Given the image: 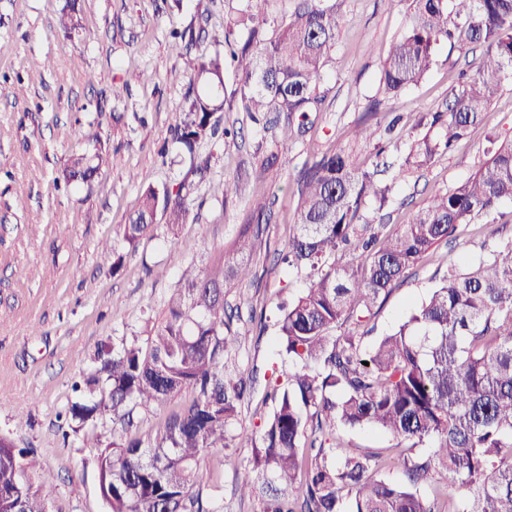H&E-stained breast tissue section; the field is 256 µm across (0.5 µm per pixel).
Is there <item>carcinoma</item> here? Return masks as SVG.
I'll return each instance as SVG.
<instances>
[{
	"instance_id": "carcinoma-1",
	"label": "carcinoma",
	"mask_w": 512,
	"mask_h": 512,
	"mask_svg": "<svg viewBox=\"0 0 512 512\" xmlns=\"http://www.w3.org/2000/svg\"><path fill=\"white\" fill-rule=\"evenodd\" d=\"M81 13L79 0H66L58 19L65 39L79 34ZM240 24L248 30L241 46L226 35L229 54L201 58L205 87L188 95L174 129L173 141L192 158L201 142L231 135L219 131L214 117L228 58L239 72L235 94L242 111L297 117L281 126L286 140L305 132L309 113L325 100L319 81L336 42V0H299L271 36L257 0H241ZM441 44L482 52L473 73H459L446 110L416 119L427 132L400 161L395 179L451 153L512 81V0H411L406 28L382 63L378 97L356 124L357 139L374 147L377 161L357 167L352 150L341 147L299 174L298 227L283 262L306 272V286L279 324L280 346L293 368L271 376L265 390L274 410L252 461L265 491L262 512H440L420 492L439 472L448 512H512V246L475 266L448 270L370 349H361L358 336L380 299L434 246L448 242L457 225L512 200V143L490 136V158L434 196L410 223L387 232L362 214L367 204L380 212L391 201L392 185L378 178V168L383 134L399 117L380 128L381 105L421 83ZM105 164L99 150L74 153L63 181L87 184ZM188 196L182 183L147 187L123 227L124 241L136 247L159 210L170 228L185 223ZM246 233L212 266L184 272L145 345L103 350L94 371L75 385L81 398L71 404L69 421L85 426L109 414L116 424L112 443L97 457L108 512H212L203 491L213 477L200 462L232 447L228 429L251 389L243 373L224 370L237 342L224 320V285L252 277L255 242ZM184 391L192 392L191 401L167 416L155 445L122 441L117 427L133 425L134 413ZM366 426L409 446L383 455L336 438L340 428ZM420 447L428 452H416ZM390 469L402 470L406 481L387 479L383 472ZM0 490L8 493L0 512H48L55 479L1 435Z\"/></svg>"
}]
</instances>
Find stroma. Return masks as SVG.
<instances>
[{"label":"stroma","instance_id":"obj_1","mask_svg":"<svg viewBox=\"0 0 512 512\" xmlns=\"http://www.w3.org/2000/svg\"><path fill=\"white\" fill-rule=\"evenodd\" d=\"M64 0H0V434L29 449L54 474L49 512H107L97 478V447L112 440V419L100 417L93 433L73 431L65 413L76 395L74 381L88 375L97 351L121 341L145 344L183 269H202L228 250L253 213L252 174L277 154L267 172L269 205L259 221L261 246L254 276L225 289L230 329L239 342L225 360L227 371L270 376L279 363L277 322L283 303L305 286V275L278 262L297 223L299 173L315 157L353 137L391 42L407 21V0H337L336 45L323 69L322 111L312 113L306 134L281 144L278 130L240 110L238 80L225 67L221 124L229 140L200 144L207 170L199 175L171 145L200 57L223 49L239 0H82L85 32L69 41L57 33ZM192 34L183 55L171 50L172 29ZM427 78L406 91L394 108L401 120L388 137L387 160L404 157L421 136L414 118L444 110L458 68L472 56L439 46ZM512 141V83H505L484 122L455 150L393 185L388 226L405 224L438 193L472 175L487 159L488 134ZM102 149L108 158L89 186L60 189L69 156ZM235 181L223 197L217 185ZM185 183L189 217L177 231L157 218L136 250L122 228L144 188ZM110 241L124 259L112 270L103 253ZM512 244V202L490 215L458 225L449 242L433 248L395 286L371 319L361 341L369 349L425 300L454 265H474ZM272 411L263 387L242 403L230 428L234 446L208 455L203 465L221 490L220 512H261L257 500L235 489L250 473L260 429Z\"/></svg>","mask_w":512,"mask_h":512}]
</instances>
